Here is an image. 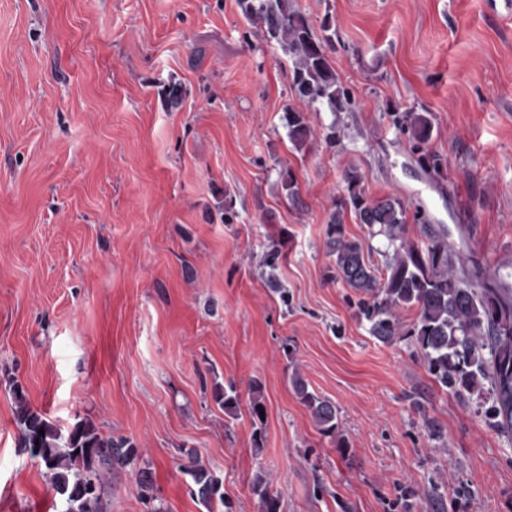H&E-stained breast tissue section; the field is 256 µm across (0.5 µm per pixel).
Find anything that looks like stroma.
<instances>
[{"label":"stroma","mask_w":512,"mask_h":512,"mask_svg":"<svg viewBox=\"0 0 512 512\" xmlns=\"http://www.w3.org/2000/svg\"><path fill=\"white\" fill-rule=\"evenodd\" d=\"M292 5L331 34L356 101L308 110L301 150L292 62L237 0H0V512L62 508L18 448L14 381L62 429L89 418L148 461L153 501L132 464L109 475L101 512H206L192 452L234 512H260L259 473L280 512H433L436 494L444 512H512V442L410 340L370 335L358 293L327 277L325 234L353 165L367 196L422 205L484 268L512 271V15L503 0ZM394 106L429 113L443 176L411 160ZM295 372L336 404L346 447L319 432ZM231 383L233 417L212 397ZM288 136L297 149L306 146L316 137V129L306 113L300 109H288ZM250 392L252 394L250 404H249V414L252 419V425L254 427L253 431V442L257 448H260V444L263 440V429H264V421L265 415L260 414V409H264L266 413L265 404L262 397V384L259 380L254 379L250 383Z\"/></svg>","instance_id":"obj_1"}]
</instances>
